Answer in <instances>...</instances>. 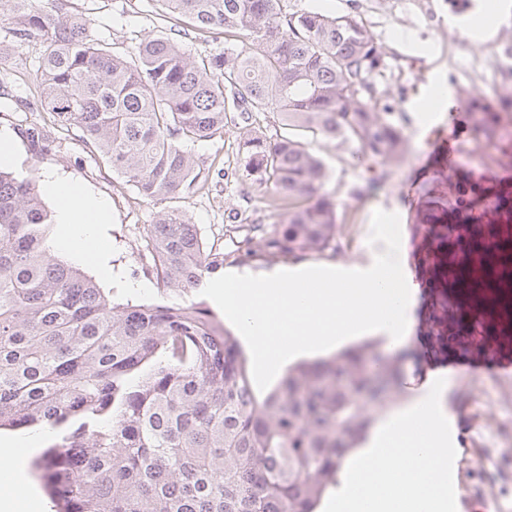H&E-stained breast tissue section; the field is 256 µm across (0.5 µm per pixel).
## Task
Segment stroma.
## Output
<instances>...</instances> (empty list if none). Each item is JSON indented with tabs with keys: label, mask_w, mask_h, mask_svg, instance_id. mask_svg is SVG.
I'll return each instance as SVG.
<instances>
[{
	"label": "stroma",
	"mask_w": 512,
	"mask_h": 512,
	"mask_svg": "<svg viewBox=\"0 0 512 512\" xmlns=\"http://www.w3.org/2000/svg\"><path fill=\"white\" fill-rule=\"evenodd\" d=\"M486 0H468L467 14L456 15L449 0H288L292 10H314L325 14L351 12L371 27L385 69L377 80L379 107L394 112L407 143L404 162L395 168L380 190L365 192L370 173L365 162L354 156L352 146L324 141L312 151L326 164L330 179L322 189L336 205L342 227L341 249L333 262L362 267L373 261L368 238L376 210L397 213L401 232L407 238L410 263L420 288L414 307L413 336L402 347L411 352L404 369L426 377L431 368L448 365L437 333L448 324V294L435 280L436 259L429 240L416 225V215L427 206L422 185H430L435 196L448 195V142L456 134L448 128L447 91L476 92L483 77H490L495 91L512 92V24L497 27L492 38L474 42L464 36L473 17L482 13ZM65 15L85 14L110 50L126 56L145 36L178 35L176 19L165 17L152 0H62ZM183 49L197 57L223 50V35L217 33L178 35ZM41 45L38 38L19 43L0 30V132L9 133L19 162L12 172L20 177L42 178L46 171L78 182L105 199L112 221L101 235L107 250L105 272L95 279L111 290L114 301L153 302L163 291L155 280L143 290L128 292L121 282L130 280L136 264L139 227L150 223L159 206L140 197L94 156L79 131L63 135L47 150L34 146L24 134L37 125L54 130V118L42 107L36 79ZM239 131L230 128L223 139L202 141L195 147L205 179L197 188L177 195L174 204L198 224L206 241L231 250L244 238L239 219L257 218L276 222L265 204L266 192L248 179L238 156ZM447 403L454 416L472 409L481 422L477 440L459 437L457 460L464 471L475 466L473 448L501 449L512 439V381L489 375L465 381L449 380Z\"/></svg>",
	"instance_id": "obj_1"
}]
</instances>
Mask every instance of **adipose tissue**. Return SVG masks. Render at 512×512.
<instances>
[{
  "mask_svg": "<svg viewBox=\"0 0 512 512\" xmlns=\"http://www.w3.org/2000/svg\"><path fill=\"white\" fill-rule=\"evenodd\" d=\"M44 191L54 202L56 223L66 229L65 235L55 240V248L76 252L85 264L105 268L106 254L99 244V232L110 221L108 203L53 173L45 176Z\"/></svg>",
  "mask_w": 512,
  "mask_h": 512,
  "instance_id": "obj_1",
  "label": "adipose tissue"
}]
</instances>
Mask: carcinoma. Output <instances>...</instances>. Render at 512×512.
<instances>
[{
    "mask_svg": "<svg viewBox=\"0 0 512 512\" xmlns=\"http://www.w3.org/2000/svg\"><path fill=\"white\" fill-rule=\"evenodd\" d=\"M183 31L224 30V51L191 57L172 37L112 54L91 19H62L33 0H0L6 32L43 44L36 71L58 129L82 133L138 195L175 198L198 181L191 146L224 138L236 119L273 115L275 135L244 131L243 172L269 193L280 221L254 220L229 252L167 206L143 228L141 271L188 293L254 255L336 252L333 203L314 200L327 177L307 136L353 144L386 168L405 160L394 113L374 102L382 55L371 27L350 13L292 11L288 0H155ZM473 103L454 194L448 261L455 335L481 319L488 337L512 336V186L492 175L512 160V94ZM52 212L33 178L0 171V429L55 432L44 479L57 512H314L338 473L347 440L386 406L370 385V343L287 370L258 399L244 353L200 304L115 302L81 268L52 252ZM409 355L384 358L395 379Z\"/></svg>",
    "mask_w": 512,
    "mask_h": 512,
    "instance_id": "1",
    "label": "carcinoma"
}]
</instances>
